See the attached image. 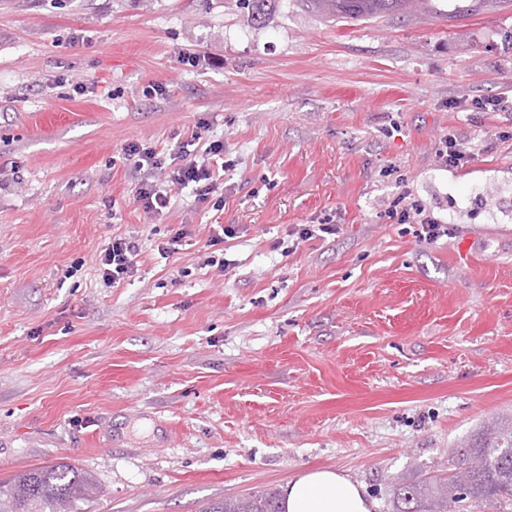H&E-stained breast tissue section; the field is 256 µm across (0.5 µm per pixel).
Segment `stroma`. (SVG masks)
<instances>
[{"label":"stroma","instance_id":"35a3bbf8","mask_svg":"<svg viewBox=\"0 0 512 512\" xmlns=\"http://www.w3.org/2000/svg\"><path fill=\"white\" fill-rule=\"evenodd\" d=\"M491 96L512 104L504 0L356 23L288 0L260 24L238 0H0V480L66 462L101 488L86 512H201L331 468L393 512V481L512 422V205L485 202L512 198V107L471 105ZM195 130L234 161L223 208L185 188L146 217L124 145ZM449 135L464 168L435 163ZM406 192L453 237L390 220ZM327 214L338 235L274 249ZM119 235L142 252L112 287ZM141 249L137 240L116 236L99 255V271L104 282L120 283L138 271Z\"/></svg>","mask_w":512,"mask_h":512}]
</instances>
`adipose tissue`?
I'll list each match as a JSON object with an SVG mask.
<instances>
[{
	"mask_svg": "<svg viewBox=\"0 0 512 512\" xmlns=\"http://www.w3.org/2000/svg\"><path fill=\"white\" fill-rule=\"evenodd\" d=\"M285 512H373L361 486L332 469L305 471L284 490Z\"/></svg>",
	"mask_w": 512,
	"mask_h": 512,
	"instance_id": "1",
	"label": "adipose tissue"
}]
</instances>
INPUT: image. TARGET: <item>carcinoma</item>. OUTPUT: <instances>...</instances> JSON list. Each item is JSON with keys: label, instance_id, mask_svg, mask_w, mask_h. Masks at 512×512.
<instances>
[{"label": "carcinoma", "instance_id": "cac0c4a2", "mask_svg": "<svg viewBox=\"0 0 512 512\" xmlns=\"http://www.w3.org/2000/svg\"><path fill=\"white\" fill-rule=\"evenodd\" d=\"M256 22H262L276 0H240ZM312 8L351 21L384 15H407L432 0H305ZM512 423L479 432L473 442L457 451L454 472L392 485L395 512H448V503L464 497L512 502ZM99 487L78 468L61 463L35 468L0 481V512H82ZM201 512H282L276 491L248 499L215 501Z\"/></svg>", "mask_w": 512, "mask_h": 512}]
</instances>
